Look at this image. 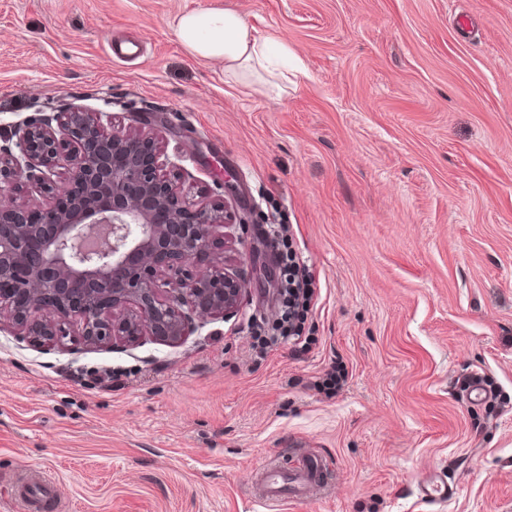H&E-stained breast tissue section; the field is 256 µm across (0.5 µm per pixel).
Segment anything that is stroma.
<instances>
[{"instance_id": "35a3bbf8", "label": "stroma", "mask_w": 512, "mask_h": 512, "mask_svg": "<svg viewBox=\"0 0 512 512\" xmlns=\"http://www.w3.org/2000/svg\"><path fill=\"white\" fill-rule=\"evenodd\" d=\"M192 9L287 42V93L192 56ZM70 107L154 124L191 195L240 187L248 289L177 344L0 332V512L19 472L61 512H267L258 473L302 452L331 476L280 512H512V0H0V125ZM288 252L302 348L268 334ZM282 287L283 294H286L287 296L288 287L296 288V299L298 300V304L305 306V308L312 300L314 294L312 280L306 271V268L297 266L296 264L291 267L290 271L288 270V274H284ZM419 495L429 501L443 502L451 498L453 488L437 473L424 476L417 485Z\"/></svg>"}]
</instances>
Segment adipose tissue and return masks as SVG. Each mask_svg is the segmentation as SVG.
<instances>
[{
    "mask_svg": "<svg viewBox=\"0 0 512 512\" xmlns=\"http://www.w3.org/2000/svg\"><path fill=\"white\" fill-rule=\"evenodd\" d=\"M174 28L190 54L222 63L225 71L246 80L262 71L274 73L289 54L287 44L259 35L232 10L188 11L175 19Z\"/></svg>",
    "mask_w": 512,
    "mask_h": 512,
    "instance_id": "1",
    "label": "adipose tissue"
}]
</instances>
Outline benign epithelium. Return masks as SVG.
I'll return each mask as SVG.
<instances>
[{
	"label": "benign epithelium",
	"instance_id": "benign-epithelium-1",
	"mask_svg": "<svg viewBox=\"0 0 512 512\" xmlns=\"http://www.w3.org/2000/svg\"><path fill=\"white\" fill-rule=\"evenodd\" d=\"M104 117L29 118L0 146V191L25 184L50 198L0 207V327L55 345L179 342L194 315L235 316L246 282L225 268L224 240L235 244L229 229L253 212L231 211L227 180L190 199L152 134L114 132Z\"/></svg>",
	"mask_w": 512,
	"mask_h": 512
}]
</instances>
